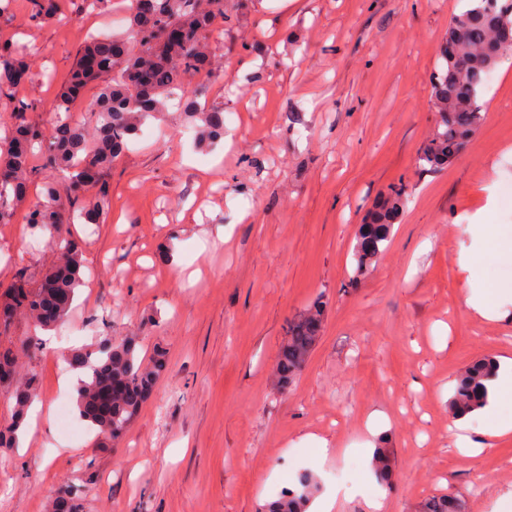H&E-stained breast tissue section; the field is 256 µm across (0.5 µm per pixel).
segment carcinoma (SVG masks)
Masks as SVG:
<instances>
[{"instance_id": "obj_1", "label": "carcinoma", "mask_w": 512, "mask_h": 512, "mask_svg": "<svg viewBox=\"0 0 512 512\" xmlns=\"http://www.w3.org/2000/svg\"><path fill=\"white\" fill-rule=\"evenodd\" d=\"M59 7V0H31L32 18L40 24L51 22ZM457 18L459 24L448 26L439 45L432 82V108L438 119L417 156L424 170L448 164L459 146L481 127L487 75L512 54V45H500L503 31L512 32V0H469ZM218 21H233L227 0H130L128 36L93 39L79 51L61 91L49 105L55 124L19 123L11 136L0 141V223L8 222L24 199L34 174L29 164L31 150L38 146L45 166L58 173L59 179L44 183L42 201L29 209L27 223L35 230L52 232L60 251L58 263L38 285L20 272L0 294V329H8L20 315L45 330L67 318L75 290L83 282L82 249L67 226L76 217L85 224L103 222L109 205L105 175L139 135L147 116L164 111L167 102L179 94L197 139L207 146L224 140V113L206 109L191 87L195 77L208 71L209 35ZM26 75L22 50L0 46V93L24 84ZM91 82L99 87L93 118L88 124H75L67 116L70 104ZM406 195L404 182L390 186L360 226L355 245L358 271L366 270L384 250ZM323 319V301L317 300L288 322L278 356L282 383L291 384L304 367L319 339ZM15 355L16 350L0 347V385H11ZM70 363L75 369L88 370L87 380L77 388V409L104 446L120 438L138 417L166 368L161 350L144 364L133 338L116 343L105 337L93 349L74 352ZM496 371L497 363L491 357L469 365L451 397L452 414L461 417L483 408L489 397L487 382ZM37 388L33 373L24 384L12 385L13 415L0 424L1 448L17 442ZM374 467L382 482L393 484L389 449H376ZM316 490L315 478L303 473L295 488L267 505V512H305ZM48 509L85 512L83 498L74 489L51 498ZM423 512H463V503L453 496H434Z\"/></svg>"}]
</instances>
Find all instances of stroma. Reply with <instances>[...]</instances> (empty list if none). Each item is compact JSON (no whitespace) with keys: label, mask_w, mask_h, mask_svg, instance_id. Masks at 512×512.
Masks as SVG:
<instances>
[{"label":"stroma","mask_w":512,"mask_h":512,"mask_svg":"<svg viewBox=\"0 0 512 512\" xmlns=\"http://www.w3.org/2000/svg\"><path fill=\"white\" fill-rule=\"evenodd\" d=\"M216 26L209 108L234 115L202 148L180 108L143 125L107 176L101 224L70 225L86 275L67 322L71 340L26 318L1 343L19 352L17 380H39L33 436L0 448V512H45L79 487L88 512H265L313 474L333 512H367L373 489L362 451L386 447L395 485L384 512H422L434 496L466 512L512 502V434L477 455L457 452L449 400L472 361L512 358V296L503 316L471 315L463 256L479 254L487 283L512 282V261L480 247L475 217L512 243V56L485 88V121L443 169H420L433 132L437 48L467 0H248ZM48 24L29 0L0 15V40L32 49L22 87L0 98V138L19 121L48 125V105L90 39L112 33L122 0H60ZM24 102L25 112L14 109ZM0 223V292L24 270L57 262L46 230L25 222L52 171ZM410 196L386 248L357 275L360 224L380 193ZM327 302L322 333L300 375L282 387L277 354L289 319ZM136 337L167 368L139 417L112 446L93 432L68 441L59 399L74 402L70 349ZM330 451L320 456L319 440Z\"/></svg>","instance_id":"stroma-1"}]
</instances>
